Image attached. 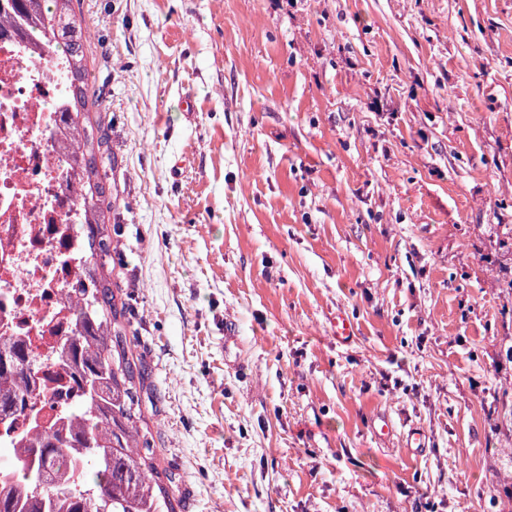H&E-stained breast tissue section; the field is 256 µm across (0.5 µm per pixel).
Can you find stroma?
Segmentation results:
<instances>
[{"mask_svg": "<svg viewBox=\"0 0 512 512\" xmlns=\"http://www.w3.org/2000/svg\"><path fill=\"white\" fill-rule=\"evenodd\" d=\"M75 10L176 512H512V0Z\"/></svg>", "mask_w": 512, "mask_h": 512, "instance_id": "obj_1", "label": "stroma"}]
</instances>
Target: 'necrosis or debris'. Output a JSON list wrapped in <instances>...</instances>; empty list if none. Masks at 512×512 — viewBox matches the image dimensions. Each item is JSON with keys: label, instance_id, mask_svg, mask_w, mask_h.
<instances>
[{"label": "necrosis or debris", "instance_id": "1", "mask_svg": "<svg viewBox=\"0 0 512 512\" xmlns=\"http://www.w3.org/2000/svg\"><path fill=\"white\" fill-rule=\"evenodd\" d=\"M65 62L45 65L30 37L0 26V337L32 361L42 392L36 403L0 418V490H15L32 466L23 454L31 436L69 427L86 392L68 345L82 330L77 289L85 273L86 215L71 186ZM90 465L76 455L62 483L27 487L26 512H46L84 494Z\"/></svg>", "mask_w": 512, "mask_h": 512}]
</instances>
